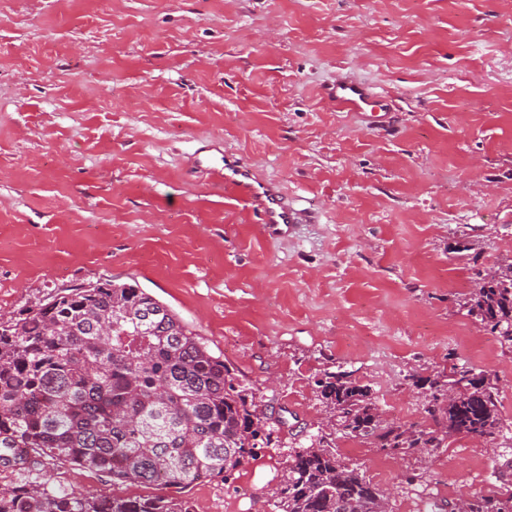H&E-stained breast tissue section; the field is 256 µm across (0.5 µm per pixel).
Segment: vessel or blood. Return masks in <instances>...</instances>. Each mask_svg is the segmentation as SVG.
Segmentation results:
<instances>
[{"instance_id": "obj_1", "label": "vessel or blood", "mask_w": 512, "mask_h": 512, "mask_svg": "<svg viewBox=\"0 0 512 512\" xmlns=\"http://www.w3.org/2000/svg\"><path fill=\"white\" fill-rule=\"evenodd\" d=\"M325 94L337 108L348 112L379 114L384 108L382 95L346 78L328 85ZM210 174L238 199L250 206L270 235H280L286 227L305 223L306 209L288 200L281 188L260 180L253 168L234 155L221 153L205 159Z\"/></svg>"}]
</instances>
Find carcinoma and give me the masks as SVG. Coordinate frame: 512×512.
<instances>
[{"instance_id":"cac0c4a2","label":"carcinoma","mask_w":512,"mask_h":512,"mask_svg":"<svg viewBox=\"0 0 512 512\" xmlns=\"http://www.w3.org/2000/svg\"><path fill=\"white\" fill-rule=\"evenodd\" d=\"M467 314L512 346V263L476 272ZM429 427L386 419L369 386L339 368L315 381L327 424L353 439L410 455L451 436L495 444L499 394L463 364L422 380ZM270 417L221 355L137 283L58 287L0 320V467L37 460L79 466L118 482L186 490L229 478L271 435ZM275 512H380L384 490L320 437L290 456ZM468 512H512V492L477 495ZM0 512H191L182 496L84 497L47 479L0 491Z\"/></svg>"}]
</instances>
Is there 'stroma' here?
Returning a JSON list of instances; mask_svg holds the SVG:
<instances>
[{
    "mask_svg": "<svg viewBox=\"0 0 512 512\" xmlns=\"http://www.w3.org/2000/svg\"><path fill=\"white\" fill-rule=\"evenodd\" d=\"M344 76L387 127L339 112ZM247 160L316 218L282 236L193 164ZM465 240L476 263L451 248ZM512 261V0H12L0 9V315L54 288L134 281L223 354L285 427L195 512H274L323 434L314 382L343 366L385 418L427 426L415 378L467 364L499 392L496 451L394 455L331 437L390 512L512 486V347L463 306ZM389 471H379V461ZM79 495H173L44 463ZM326 97L336 107L348 112L370 111L377 118V123H382L386 114L380 115L385 104L384 97L374 93L368 87L355 83L346 78H337L336 82L328 85L325 91Z\"/></svg>",
    "mask_w": 512,
    "mask_h": 512,
    "instance_id": "35a3bbf8",
    "label": "stroma"
}]
</instances>
